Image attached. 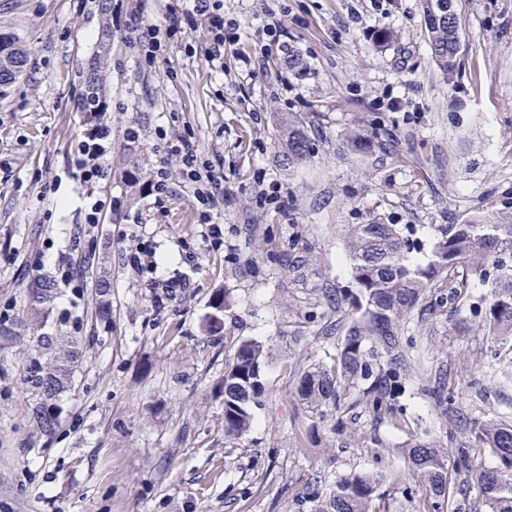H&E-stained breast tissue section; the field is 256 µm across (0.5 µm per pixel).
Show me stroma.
I'll use <instances>...</instances> for the list:
<instances>
[{
  "label": "stroma",
  "instance_id": "1",
  "mask_svg": "<svg viewBox=\"0 0 512 512\" xmlns=\"http://www.w3.org/2000/svg\"><path fill=\"white\" fill-rule=\"evenodd\" d=\"M465 40L454 76L430 56L420 0H224L238 36L224 66L208 61L206 28L146 65L122 26L103 37L99 0H0V36L27 53L0 85V512H314L353 471L384 476L375 512H429L403 450L418 435L449 459L467 419L512 422V351L484 335L469 305L428 294L402 324L419 357L390 407L368 411L360 390L335 423H318L297 395L302 370L333 366L347 326L328 296L350 286L343 229L381 216L412 225L423 244L475 208L512 205V0H456ZM288 33V52L267 34ZM396 33L381 46L378 31ZM300 66L289 70L287 53ZM105 55L106 109L84 112L90 61ZM251 67H244V59ZM294 112L315 154L286 169L276 113ZM112 128L106 175L87 190L71 152L95 123ZM356 125L385 131L373 150L346 145ZM135 127L136 141L125 130ZM193 128L222 176L212 248L167 141ZM168 197L149 184L157 169ZM281 198L260 204L262 183ZM104 201L84 222L87 194ZM148 246L165 299L129 257ZM84 271L75 302L83 340L59 400L55 432L30 415L22 381L34 355L28 290L63 267ZM112 306L100 318L96 291ZM244 340L269 352L262 404L244 436H224V367ZM451 386L453 402L433 392Z\"/></svg>",
  "mask_w": 512,
  "mask_h": 512
}]
</instances>
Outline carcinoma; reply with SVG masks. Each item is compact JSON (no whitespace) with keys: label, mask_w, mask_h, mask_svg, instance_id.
Masks as SVG:
<instances>
[{"label":"carcinoma","mask_w":512,"mask_h":512,"mask_svg":"<svg viewBox=\"0 0 512 512\" xmlns=\"http://www.w3.org/2000/svg\"><path fill=\"white\" fill-rule=\"evenodd\" d=\"M432 58L446 75L456 69L464 32L455 0H421ZM103 89L95 72L87 75L85 104L101 96ZM278 158L282 166L299 167L314 154V142L303 122L292 112L277 114ZM377 132L356 128L348 143L360 150L374 146ZM344 238L351 286L347 299L350 322L333 367L314 365L305 370L297 388L309 412L325 419L336 410L341 397L358 382L368 381L363 393L366 409L380 411L391 396L395 374L377 360L405 365L400 350L401 323L428 292L457 299L473 282L489 289L484 308L476 313L488 335L512 344V207L488 218L475 212L461 224H450L434 238L430 256L414 262L420 250L417 240L401 224H390L371 215L361 224L345 225ZM54 283L44 279L29 295L34 322L43 325L52 312ZM79 337L70 332L45 333L37 339V354L26 367L23 381L37 400L32 417L39 429L50 434L61 408L56 404L77 359ZM267 352L257 341L240 342L224 370V436L236 439L247 433L260 406ZM470 443L487 448L497 458L493 469L474 466L463 453L457 472L464 482L479 489L478 501L486 512H512V423L469 420ZM418 486L426 494L443 497L448 488L445 453L432 443L415 438L404 449ZM382 475L353 472L336 481L335 489L318 502L316 512H373Z\"/></svg>","instance_id":"cac0c4a2"}]
</instances>
